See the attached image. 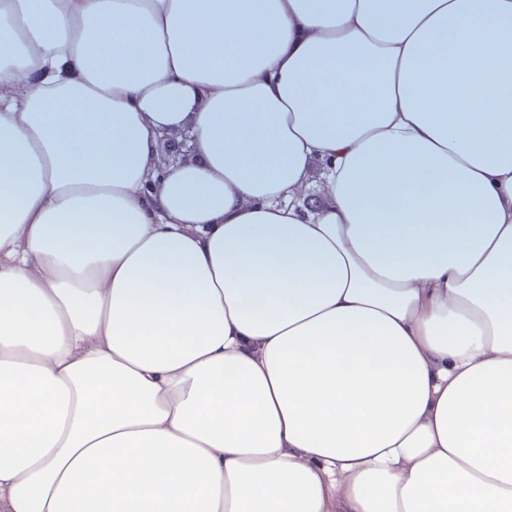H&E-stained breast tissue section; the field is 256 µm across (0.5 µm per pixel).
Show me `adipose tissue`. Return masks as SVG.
Returning a JSON list of instances; mask_svg holds the SVG:
<instances>
[{
    "mask_svg": "<svg viewBox=\"0 0 512 512\" xmlns=\"http://www.w3.org/2000/svg\"><path fill=\"white\" fill-rule=\"evenodd\" d=\"M0 512H512V0H0Z\"/></svg>",
    "mask_w": 512,
    "mask_h": 512,
    "instance_id": "ef3b65f1",
    "label": "adipose tissue"
}]
</instances>
